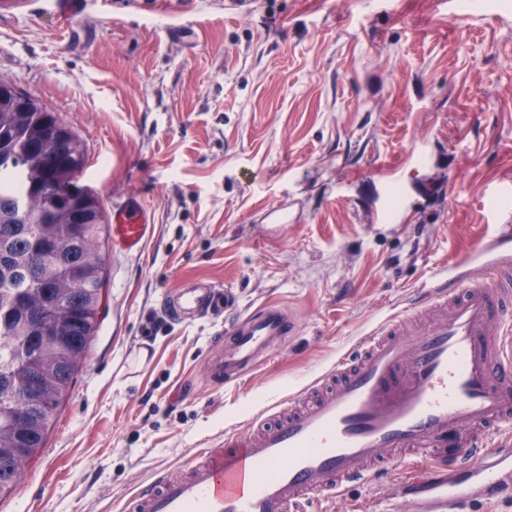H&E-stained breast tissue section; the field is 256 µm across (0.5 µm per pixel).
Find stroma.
<instances>
[{
    "mask_svg": "<svg viewBox=\"0 0 512 512\" xmlns=\"http://www.w3.org/2000/svg\"><path fill=\"white\" fill-rule=\"evenodd\" d=\"M186 24L194 43L169 31ZM0 75L83 139L104 213L137 197L140 251L105 249L103 312L62 413L0 512H122L136 486L305 384L512 210V0H0ZM201 279L295 328L223 385ZM421 465L304 512H362ZM211 282H196L166 295L161 301L163 311L176 320H193L215 314L230 305L229 296Z\"/></svg>",
    "mask_w": 512,
    "mask_h": 512,
    "instance_id": "35a3bbf8",
    "label": "stroma"
}]
</instances>
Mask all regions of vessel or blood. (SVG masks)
Segmentation results:
<instances>
[{
	"instance_id": "b4317fda",
	"label": "vessel or blood",
	"mask_w": 512,
	"mask_h": 512,
	"mask_svg": "<svg viewBox=\"0 0 512 512\" xmlns=\"http://www.w3.org/2000/svg\"><path fill=\"white\" fill-rule=\"evenodd\" d=\"M152 215L138 199L112 211V241L140 249ZM210 282L164 296L193 320L229 307ZM293 319L261 305L229 320L208 361L231 383L252 371ZM512 233L483 237L399 314L380 322L301 388L197 450L185 473L156 471L125 512H299L372 482L409 453L429 472L396 486L412 512H466L512 489Z\"/></svg>"
}]
</instances>
